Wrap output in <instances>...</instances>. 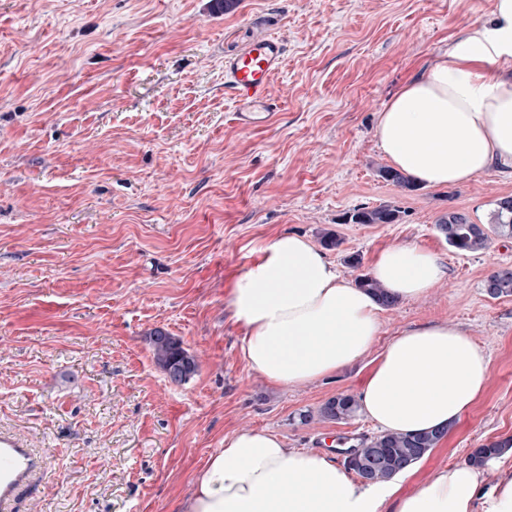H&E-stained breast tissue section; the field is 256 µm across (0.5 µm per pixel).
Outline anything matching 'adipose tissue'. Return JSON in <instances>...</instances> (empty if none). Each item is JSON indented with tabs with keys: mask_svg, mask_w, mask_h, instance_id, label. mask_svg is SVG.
I'll return each mask as SVG.
<instances>
[{
	"mask_svg": "<svg viewBox=\"0 0 512 512\" xmlns=\"http://www.w3.org/2000/svg\"><path fill=\"white\" fill-rule=\"evenodd\" d=\"M380 148L396 170L429 187L512 167V0H495L380 112ZM372 276L402 301L448 276L415 244L375 258ZM247 368L273 387H300L364 360L382 307L346 280L307 238L277 235L229 292ZM490 362L445 322L397 333L355 393L359 413L385 433L452 429L485 393ZM417 465L358 482L330 455L285 447L266 430H238L197 471L180 512H512V448L477 467L449 464L413 484Z\"/></svg>",
	"mask_w": 512,
	"mask_h": 512,
	"instance_id": "adipose-tissue-1",
	"label": "adipose tissue"
}]
</instances>
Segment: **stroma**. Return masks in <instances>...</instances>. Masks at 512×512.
Returning a JSON list of instances; mask_svg holds the SVG:
<instances>
[{
  "instance_id": "stroma-1",
  "label": "stroma",
  "mask_w": 512,
  "mask_h": 512,
  "mask_svg": "<svg viewBox=\"0 0 512 512\" xmlns=\"http://www.w3.org/2000/svg\"><path fill=\"white\" fill-rule=\"evenodd\" d=\"M494 0H0V430L43 451L47 474L17 512H178L225 434L267 430L338 455L377 436L362 416L302 422L354 394L365 361L296 388L249 371L228 306L233 282L282 232L320 244L348 280L384 248L416 244L448 278L384 309L373 346L446 321L490 359L486 393L424 460L415 483L512 436V296L484 283L512 268V238L464 253L451 212L490 225L512 173L446 188L384 181L378 114ZM275 36L287 55L277 107L239 127L224 60ZM394 224H346L360 206ZM359 256L350 268L348 256ZM199 363L182 384L155 363V330ZM400 218V211L391 204L375 207H358L346 212L343 223L346 224H394Z\"/></svg>"
}]
</instances>
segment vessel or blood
<instances>
[{
    "label": "vessel or blood",
    "instance_id": "obj_1",
    "mask_svg": "<svg viewBox=\"0 0 512 512\" xmlns=\"http://www.w3.org/2000/svg\"><path fill=\"white\" fill-rule=\"evenodd\" d=\"M285 61V45L276 37L246 45L224 60V82L233 94L235 119L245 128L255 126L260 113L272 111V78ZM44 457L27 439L0 431V512H14L17 501L42 479Z\"/></svg>",
    "mask_w": 512,
    "mask_h": 512
}]
</instances>
